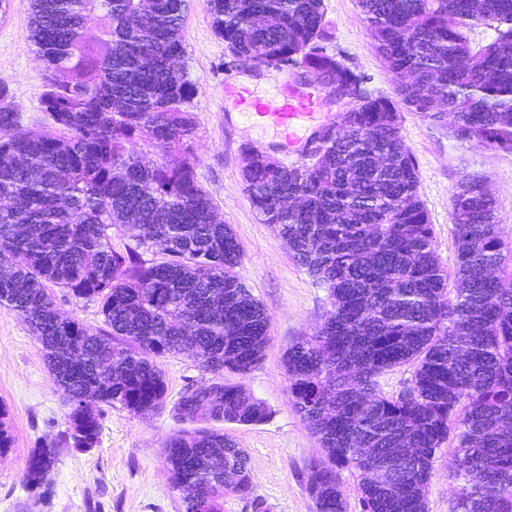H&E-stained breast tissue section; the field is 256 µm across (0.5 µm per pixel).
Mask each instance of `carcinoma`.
<instances>
[{
    "instance_id": "carcinoma-1",
    "label": "carcinoma",
    "mask_w": 512,
    "mask_h": 512,
    "mask_svg": "<svg viewBox=\"0 0 512 512\" xmlns=\"http://www.w3.org/2000/svg\"><path fill=\"white\" fill-rule=\"evenodd\" d=\"M396 83L347 111L313 168L256 159L242 171L261 221L327 288L321 327L288 347V396L323 451L306 487L315 512H346L341 473L358 474L362 512H427L441 446L457 442L455 512H512V248L490 195L461 183L452 197L453 295L400 134L406 109L453 116V137L512 153V0H359ZM190 0H31L29 27L46 78L33 132L0 84V306L24 317L62 391L68 430L27 460L23 482L46 484L55 448L99 443L100 403L135 414L162 407V361L192 350L210 378L185 389L174 416L253 425L267 404L224 371L263 358L269 318L236 272L242 250L199 184L196 85L176 63ZM226 46L277 65L303 64L318 84L363 77L321 42L323 0H208ZM101 20L86 36V21ZM494 27L475 49L468 30ZM148 138V148L131 145ZM131 224L134 243L112 246ZM161 255L144 259V253ZM95 301L102 326L59 314L48 285ZM404 365L411 380L384 394ZM0 408V454L13 446ZM184 512H222L229 478L250 487L245 449L209 427L162 442ZM412 371V366L408 365L389 371L379 379L381 390L387 395L397 393L411 379Z\"/></svg>"
}]
</instances>
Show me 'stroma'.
I'll return each mask as SVG.
<instances>
[{"label":"stroma","instance_id":"35a3bbf8","mask_svg":"<svg viewBox=\"0 0 512 512\" xmlns=\"http://www.w3.org/2000/svg\"><path fill=\"white\" fill-rule=\"evenodd\" d=\"M329 54L365 78L372 93L393 95L394 85L361 15L358 0H324ZM30 0H8L0 12V82L23 115L27 128L40 131L47 121L40 109L44 65L30 38ZM182 40L185 68L197 86L195 153L202 187L241 246V279L264 306L270 340L262 360L247 374L227 373L229 382L262 399L270 416L256 425L221 424L249 455V496L229 491L224 512H314L305 487L307 466L322 449L288 398L284 354L299 337L313 334L330 309L326 288L315 284L291 258L285 243L256 216L241 176L242 149L252 145L275 152L286 165L301 164L271 128L251 124L245 112L225 107L223 82L245 79L234 57L211 26L206 0H191ZM452 117L434 121L401 111V135L418 173V194L433 226L441 265L455 270L452 195L468 176L484 178L496 202L506 243H512V153L456 140ZM168 385L163 408L138 415L104 407L98 445L91 451L57 448L48 494H32L22 481L27 459L38 441L66 429L67 407L40 344L16 311L0 307V406L8 411L14 443L0 455V512H184L179 494L167 482L162 440L181 429L173 407L184 389L207 381L187 353L163 363ZM455 448L435 455L427 490L428 512H454L458 482L453 476Z\"/></svg>","mask_w":512,"mask_h":512}]
</instances>
